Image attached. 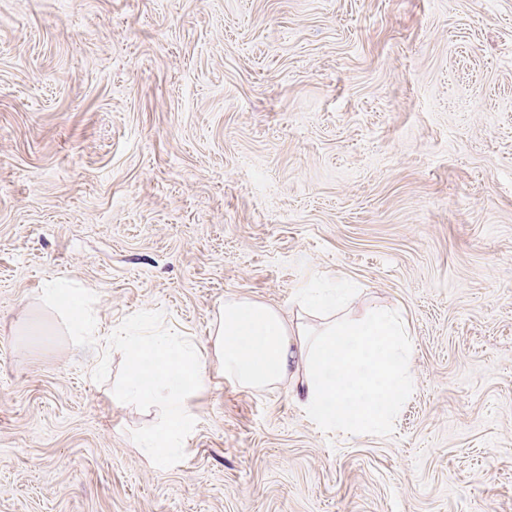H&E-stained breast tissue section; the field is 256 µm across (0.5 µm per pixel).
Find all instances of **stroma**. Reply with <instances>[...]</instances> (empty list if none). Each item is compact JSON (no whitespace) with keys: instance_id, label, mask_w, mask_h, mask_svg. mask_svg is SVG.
I'll return each mask as SVG.
<instances>
[{"instance_id":"1","label":"stroma","mask_w":512,"mask_h":512,"mask_svg":"<svg viewBox=\"0 0 512 512\" xmlns=\"http://www.w3.org/2000/svg\"><path fill=\"white\" fill-rule=\"evenodd\" d=\"M333 284L408 332L386 433L212 367L149 462L114 333ZM0 512H512V0H0Z\"/></svg>"}]
</instances>
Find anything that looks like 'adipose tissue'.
I'll use <instances>...</instances> for the list:
<instances>
[{"label":"adipose tissue","instance_id":"ef3b65f1","mask_svg":"<svg viewBox=\"0 0 512 512\" xmlns=\"http://www.w3.org/2000/svg\"><path fill=\"white\" fill-rule=\"evenodd\" d=\"M304 313L322 315L321 331L303 316L289 320L268 305L250 299L225 301L210 336L219 373L239 387L264 390L289 386L294 400L319 425L346 433L381 432L409 386V340L401 320L375 313L362 322L337 317L327 300H306ZM128 362L125 400L152 408L157 419L151 457L175 451V437L194 418L190 394L207 381L200 356L160 336L115 338Z\"/></svg>","mask_w":512,"mask_h":512}]
</instances>
